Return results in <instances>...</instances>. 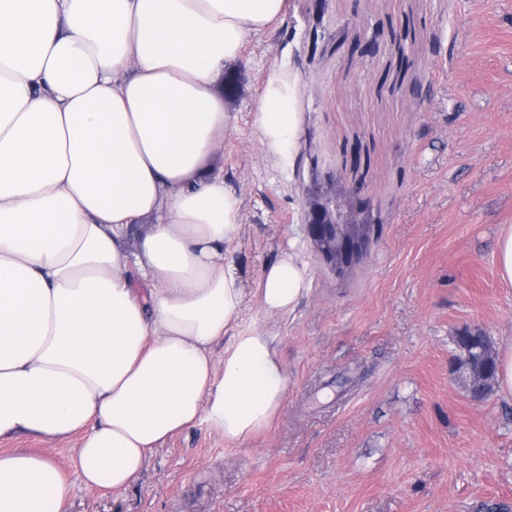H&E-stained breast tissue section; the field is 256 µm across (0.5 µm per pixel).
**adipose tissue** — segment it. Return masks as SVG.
<instances>
[{
  "instance_id": "ef3b65f1",
  "label": "adipose tissue",
  "mask_w": 512,
  "mask_h": 512,
  "mask_svg": "<svg viewBox=\"0 0 512 512\" xmlns=\"http://www.w3.org/2000/svg\"><path fill=\"white\" fill-rule=\"evenodd\" d=\"M286 0H0V439L79 438L76 482L0 453V512H68L123 490L168 438L204 423L246 442L288 394L275 329L245 321L226 254L241 200L216 161L224 68ZM299 82L272 68L254 127L295 164ZM308 271L266 267V313ZM223 343L222 358L213 346Z\"/></svg>"
}]
</instances>
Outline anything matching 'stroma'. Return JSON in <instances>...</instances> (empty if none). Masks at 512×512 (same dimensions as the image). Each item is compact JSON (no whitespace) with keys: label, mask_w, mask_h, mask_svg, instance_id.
<instances>
[{"label":"stroma","mask_w":512,"mask_h":512,"mask_svg":"<svg viewBox=\"0 0 512 512\" xmlns=\"http://www.w3.org/2000/svg\"><path fill=\"white\" fill-rule=\"evenodd\" d=\"M368 40L371 53L355 51ZM276 66L300 85L287 172L253 126ZM226 69L239 90L217 164L242 201L228 259L245 318L276 328L288 396L258 437L190 428L129 488L76 493L69 512H512V397L472 399L451 375L463 328L512 345L495 256L512 225V0H288ZM354 143L368 169L344 167ZM334 182L360 185L383 226L340 277L306 233L314 189ZM289 252L309 291L271 318L263 272ZM77 444L19 437L0 450L44 453L70 477Z\"/></svg>","instance_id":"35a3bbf8"}]
</instances>
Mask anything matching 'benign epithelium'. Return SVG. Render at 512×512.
I'll use <instances>...</instances> for the list:
<instances>
[{
    "label": "benign epithelium",
    "instance_id": "1",
    "mask_svg": "<svg viewBox=\"0 0 512 512\" xmlns=\"http://www.w3.org/2000/svg\"><path fill=\"white\" fill-rule=\"evenodd\" d=\"M372 219L368 203L338 184L333 195L311 202L307 234L322 262L335 274L344 275L367 257Z\"/></svg>",
    "mask_w": 512,
    "mask_h": 512
}]
</instances>
